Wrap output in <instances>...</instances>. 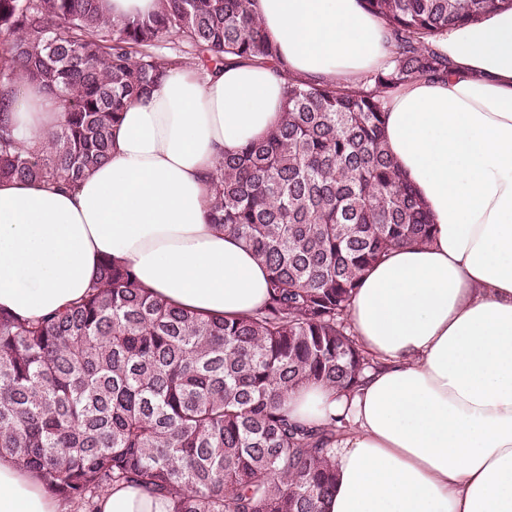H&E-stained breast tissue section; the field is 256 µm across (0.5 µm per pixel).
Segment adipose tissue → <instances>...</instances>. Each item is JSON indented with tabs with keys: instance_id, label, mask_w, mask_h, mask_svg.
<instances>
[{
	"instance_id": "1",
	"label": "adipose tissue",
	"mask_w": 512,
	"mask_h": 512,
	"mask_svg": "<svg viewBox=\"0 0 512 512\" xmlns=\"http://www.w3.org/2000/svg\"><path fill=\"white\" fill-rule=\"evenodd\" d=\"M278 65L210 74L171 66L128 103L108 159L70 189L0 179V308L38 318L83 296L99 262L127 263L173 305L241 317L268 299L265 266L211 223L217 158L278 123L288 79L357 89L394 46L363 0H255ZM448 72L384 107L388 152L425 202L433 237L369 268L347 319L376 363L345 390L289 391L295 422L335 426L323 512H512V8L449 26ZM61 119L26 83L0 90V123L43 153ZM98 512H169L135 484ZM0 512H73L0 457Z\"/></svg>"
}]
</instances>
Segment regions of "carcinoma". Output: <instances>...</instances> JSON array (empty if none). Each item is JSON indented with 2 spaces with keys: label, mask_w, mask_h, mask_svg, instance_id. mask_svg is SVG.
<instances>
[{
  "label": "carcinoma",
  "mask_w": 512,
  "mask_h": 512,
  "mask_svg": "<svg viewBox=\"0 0 512 512\" xmlns=\"http://www.w3.org/2000/svg\"><path fill=\"white\" fill-rule=\"evenodd\" d=\"M395 41L368 90L289 80L267 137L222 154L211 222L269 270L257 313L225 318L169 304L104 259L87 293L37 319L0 309V457L97 512L105 489L135 484L172 512H320L335 483V427L295 423L288 391L353 388L375 367L347 310L363 273L432 237L424 204L384 141L385 100L447 73L435 38L512 0H365ZM188 47L172 61L164 39ZM277 62L252 0H158L113 20L99 0H0V87L55 96L60 125L33 154L0 125V178L71 187L107 160L112 126L172 65Z\"/></svg>",
  "instance_id": "cac0c4a2"
}]
</instances>
